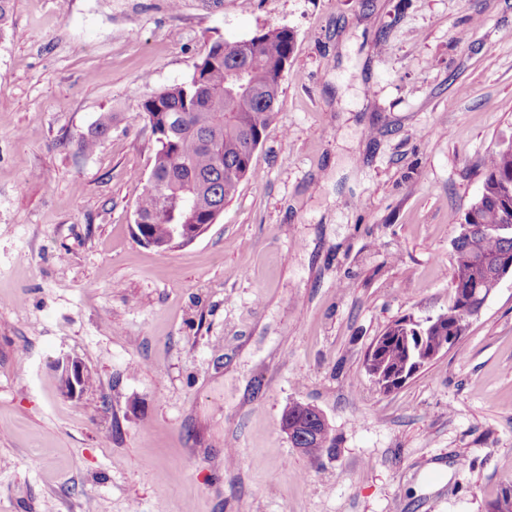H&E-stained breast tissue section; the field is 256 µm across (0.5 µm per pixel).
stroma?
Instances as JSON below:
<instances>
[{
    "label": "stroma",
    "instance_id": "35a3bbf8",
    "mask_svg": "<svg viewBox=\"0 0 512 512\" xmlns=\"http://www.w3.org/2000/svg\"><path fill=\"white\" fill-rule=\"evenodd\" d=\"M281 27L257 178L192 242L142 243L143 99L213 41ZM509 138L512 0H13L0 512H487L512 489V278L399 389L364 362L396 320L447 312L459 222ZM296 401L334 451L293 447ZM59 369H61L60 379L66 391L71 395L81 392L80 383L85 373L82 364L73 359H66L59 363ZM310 408L313 413L310 417L312 422L308 420V416L311 414L308 405L300 402H294L288 405V410L286 409L282 414L281 425L284 432L287 428L290 430L289 432H286L288 438L291 443L297 447L296 449L303 453L307 450V448H305L306 444L313 440L312 435L309 433V426L311 425L312 431L320 436V442L317 444L312 442L309 445L310 448L306 454L310 457L318 458L325 448L336 447V437L333 435L331 428L325 427L321 424H313V422L318 419L326 426H329L325 415L318 408L314 406H310ZM302 421L310 422L311 424H298L297 426H294Z\"/></svg>",
    "mask_w": 512,
    "mask_h": 512
}]
</instances>
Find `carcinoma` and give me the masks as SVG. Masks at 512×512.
I'll return each mask as SVG.
<instances>
[{"label":"carcinoma","instance_id":"carcinoma-1","mask_svg":"<svg viewBox=\"0 0 512 512\" xmlns=\"http://www.w3.org/2000/svg\"><path fill=\"white\" fill-rule=\"evenodd\" d=\"M294 33L285 27L261 30L252 37L226 43L213 42L194 65L189 79L148 95L138 117L152 132L154 163L144 192L136 205L137 231L147 244L164 250L181 225L204 224L234 196L238 184L255 176L254 151L278 111L283 65L294 49ZM111 127V117L99 119L80 139L90 152ZM512 215V148L491 151L485 161L480 203L462 221L482 228L483 252L512 256V237L494 230ZM453 290L494 286L493 277L477 276L472 266L470 242H453ZM462 315L460 299L441 315L440 326L423 329L429 345L448 343V329ZM383 360L392 367L406 363L400 342L384 345ZM308 405L294 402L281 418L282 429L308 421ZM320 442L310 444L307 455L319 457L336 447L332 429L312 425Z\"/></svg>","mask_w":512,"mask_h":512}]
</instances>
